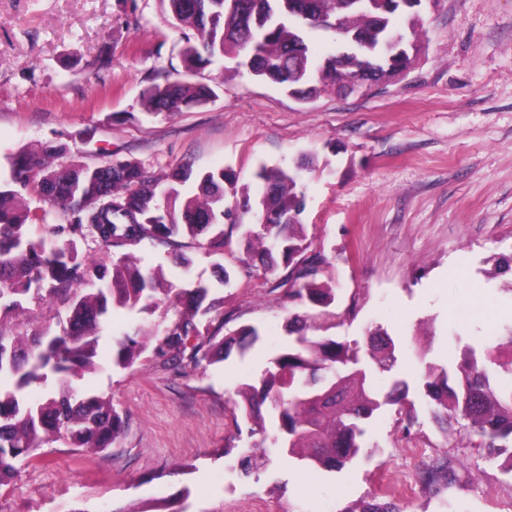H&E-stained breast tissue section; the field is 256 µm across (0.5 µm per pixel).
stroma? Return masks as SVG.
<instances>
[{
  "instance_id": "1",
  "label": "stroma",
  "mask_w": 512,
  "mask_h": 512,
  "mask_svg": "<svg viewBox=\"0 0 512 512\" xmlns=\"http://www.w3.org/2000/svg\"><path fill=\"white\" fill-rule=\"evenodd\" d=\"M424 18L419 60L368 94L303 104L244 73L222 79L207 106L148 115L141 90L184 75L162 0H0V178L9 154L47 146L89 165L134 159L155 176L186 160L223 165L250 185L261 166L298 168L307 234L335 258L323 278L336 303L311 311L314 335L362 345L367 327H384L402 344L397 373L416 380L415 347L443 362L512 322V277L491 274L492 257L512 253V0H439ZM192 256L206 281L215 264L233 269L216 294L225 332L258 330L251 352L187 374L148 357L124 370L104 332L100 368L72 386L111 396L122 438L97 454L42 448L37 466L0 486V512L164 499L176 512H346L384 483L402 488L403 512H512V474L466 434L442 437L421 403L409 431L397 407L377 414L372 457L342 470L307 469L269 446L256 476L242 477L223 455L236 434L229 397L287 345L295 306L240 249ZM444 454L459 462L457 482L422 489L420 469Z\"/></svg>"
}]
</instances>
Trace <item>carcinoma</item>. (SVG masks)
I'll list each match as a JSON object with an SVG mask.
<instances>
[{"instance_id":"obj_1","label":"carcinoma","mask_w":512,"mask_h":512,"mask_svg":"<svg viewBox=\"0 0 512 512\" xmlns=\"http://www.w3.org/2000/svg\"><path fill=\"white\" fill-rule=\"evenodd\" d=\"M183 30L180 49L187 77L146 86L140 104L147 114L184 112L210 102L213 85L192 79L226 60L224 73L246 71L302 101L329 87L345 88L366 69L375 80L391 70L410 69L413 59L382 53L391 38L417 39L422 14L406 12L408 30L394 27L397 10L380 0L350 7L348 0H166ZM335 34L337 50L311 59L307 41L315 31ZM64 147L21 150L10 161V179L0 183V485L31 464L38 449L57 442L97 454L124 434L125 421L112 398L77 392L71 378L99 368V339L109 309L171 314L164 329L139 324L114 340L112 364L133 367L149 353L164 367L195 371L221 362L232 351L244 355L259 339L253 327L222 336L224 322L201 324L200 317L223 305L209 298L212 285L192 277L187 249L222 255L241 246L256 275L289 284L288 299L303 308L328 307L336 289L322 280L333 257L312 249L302 214L305 191L297 174L263 166L255 189L238 187L230 168L196 170L190 161L159 179L134 160L97 166L57 160ZM32 189L65 218L47 223L48 212L32 208L20 189ZM92 237L111 254L95 261L78 246ZM161 245L174 251L182 269L171 277L163 266L145 267L133 248ZM285 275H280L281 271ZM80 287L60 335L22 336L4 327L7 316L29 315L61 292ZM307 315L288 318L294 341L273 356L257 380L237 386L234 408L256 438L235 454L241 475L258 466L256 449L266 441L281 454L312 469H341L362 452L367 424L387 405L404 404L410 392L428 403L431 421L443 433L460 426L493 457H504L512 474V324L478 352L465 346L459 361L424 363L415 386L393 377L387 390L375 374L398 362L395 339L383 328L368 332L367 361L359 349L323 336H310ZM51 368L58 385L38 399L25 391L46 381ZM273 433H268V429ZM457 460L438 457L419 472L428 490L457 480ZM398 495L383 491L346 512H400Z\"/></svg>"}]
</instances>
